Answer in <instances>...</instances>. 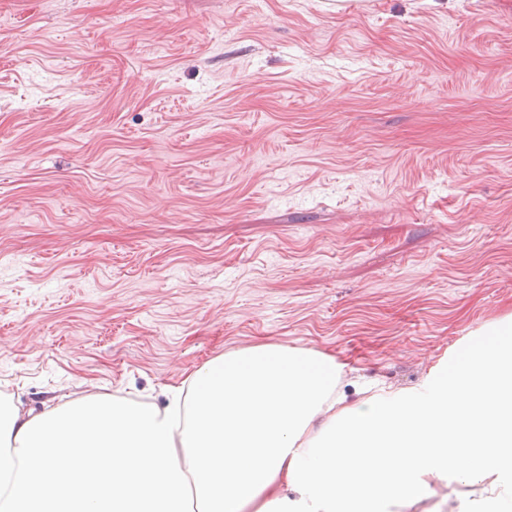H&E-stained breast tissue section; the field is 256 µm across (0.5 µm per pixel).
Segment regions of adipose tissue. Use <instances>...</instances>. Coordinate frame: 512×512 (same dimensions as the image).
<instances>
[{
	"label": "adipose tissue",
	"instance_id": "obj_1",
	"mask_svg": "<svg viewBox=\"0 0 512 512\" xmlns=\"http://www.w3.org/2000/svg\"><path fill=\"white\" fill-rule=\"evenodd\" d=\"M280 344L206 361L164 402L0 409V498L69 512H512V312L410 387L344 391Z\"/></svg>",
	"mask_w": 512,
	"mask_h": 512
}]
</instances>
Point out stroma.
<instances>
[{"label": "stroma", "instance_id": "1", "mask_svg": "<svg viewBox=\"0 0 512 512\" xmlns=\"http://www.w3.org/2000/svg\"><path fill=\"white\" fill-rule=\"evenodd\" d=\"M0 398L225 351L406 387L512 311V0H0Z\"/></svg>", "mask_w": 512, "mask_h": 512}]
</instances>
